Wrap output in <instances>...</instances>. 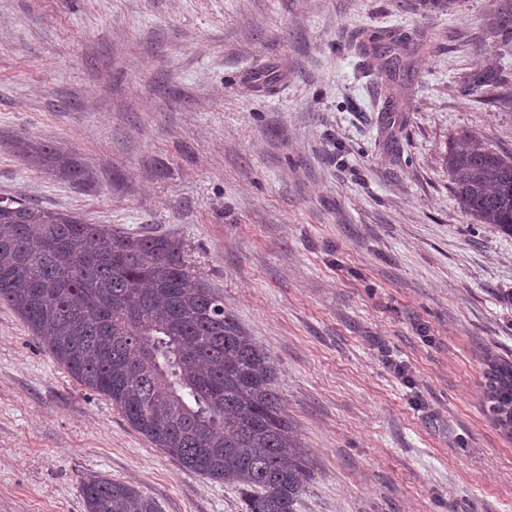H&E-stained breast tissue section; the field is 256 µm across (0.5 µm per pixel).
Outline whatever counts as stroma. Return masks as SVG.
Masks as SVG:
<instances>
[{
    "instance_id": "obj_1",
    "label": "stroma",
    "mask_w": 512,
    "mask_h": 512,
    "mask_svg": "<svg viewBox=\"0 0 512 512\" xmlns=\"http://www.w3.org/2000/svg\"><path fill=\"white\" fill-rule=\"evenodd\" d=\"M505 0H0V197L169 234L273 359L308 459L298 512H512V237L460 208L466 130L512 156ZM420 32L388 127L358 28ZM282 71L256 91V68ZM497 71L496 87L469 74ZM71 154L75 184L15 151ZM96 472L161 512H241L80 386L0 304V512H84ZM488 374L489 388L491 395L490 401L493 403L491 408L494 414L499 415L497 403L501 398H507L512 404V364L503 362H491Z\"/></svg>"
}]
</instances>
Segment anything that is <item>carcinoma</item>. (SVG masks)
Returning <instances> with one entry per match:
<instances>
[{
  "label": "carcinoma",
  "mask_w": 512,
  "mask_h": 512,
  "mask_svg": "<svg viewBox=\"0 0 512 512\" xmlns=\"http://www.w3.org/2000/svg\"><path fill=\"white\" fill-rule=\"evenodd\" d=\"M512 42V5L493 22ZM412 38L357 30L349 43L399 84ZM16 148L70 180L88 174L64 151ZM445 165L456 200L481 224L512 236V157L461 131ZM0 304L9 306L82 387L108 399L128 425L182 468L241 495L244 512H297L307 454L297 447L270 357L203 282L179 239L87 224L7 197L0 202ZM493 413L512 403V364L490 363ZM84 512H161L140 487L94 473Z\"/></svg>",
  "instance_id": "obj_1"
}]
</instances>
